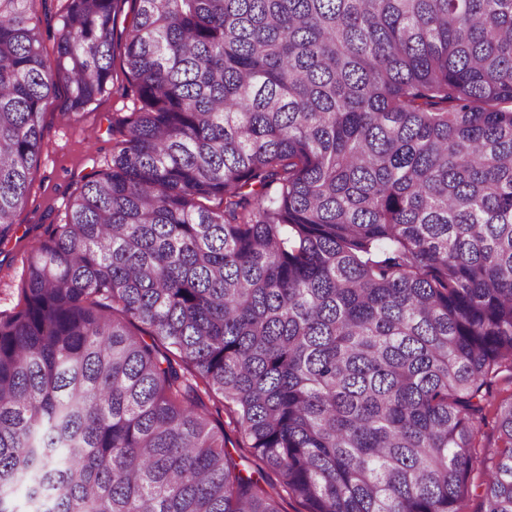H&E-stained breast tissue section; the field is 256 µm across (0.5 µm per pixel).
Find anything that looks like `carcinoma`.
<instances>
[{
    "mask_svg": "<svg viewBox=\"0 0 512 512\" xmlns=\"http://www.w3.org/2000/svg\"><path fill=\"white\" fill-rule=\"evenodd\" d=\"M37 2L0 0V241L124 0H60L51 52ZM134 3L122 140L0 312V512H463L474 472L512 512V0Z\"/></svg>",
    "mask_w": 512,
    "mask_h": 512,
    "instance_id": "1",
    "label": "carcinoma"
}]
</instances>
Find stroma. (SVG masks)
Masks as SVG:
<instances>
[{
	"instance_id": "35a3bbf8",
	"label": "stroma",
	"mask_w": 512,
	"mask_h": 512,
	"mask_svg": "<svg viewBox=\"0 0 512 512\" xmlns=\"http://www.w3.org/2000/svg\"><path fill=\"white\" fill-rule=\"evenodd\" d=\"M133 17L124 8L117 20L113 47L111 91L93 104L85 117L76 119L65 112L66 88H58L44 104L43 148L32 173L28 204L15 217L16 228L0 244V311H10L17 302L22 278L21 258L49 230L63 223L68 202L80 191L87 175L105 170L112 158L116 138L110 127L132 111L127 67L124 62L125 30Z\"/></svg>"
}]
</instances>
